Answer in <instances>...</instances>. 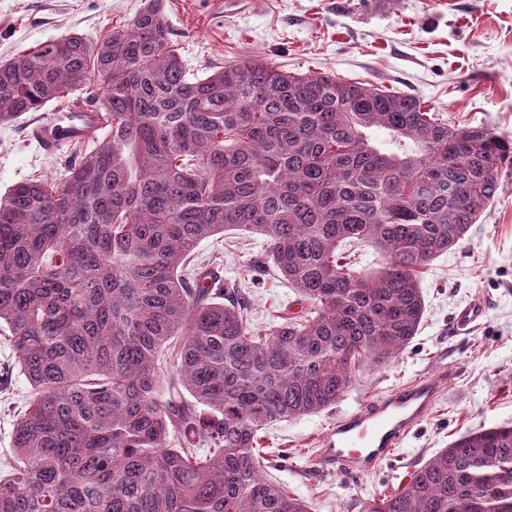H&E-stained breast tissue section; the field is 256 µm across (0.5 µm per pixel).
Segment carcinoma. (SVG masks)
<instances>
[{
  "label": "carcinoma",
  "mask_w": 512,
  "mask_h": 512,
  "mask_svg": "<svg viewBox=\"0 0 512 512\" xmlns=\"http://www.w3.org/2000/svg\"><path fill=\"white\" fill-rule=\"evenodd\" d=\"M97 85L104 136L0 197V329L33 399L0 512H308L258 433L319 413L419 331L420 269L478 222L512 136L264 59L188 77L164 0L0 60V125ZM260 235L300 312L264 335L191 256ZM373 273L342 265L359 242ZM362 512H512V426L453 441Z\"/></svg>",
  "instance_id": "1"
}]
</instances>
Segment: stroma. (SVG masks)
Returning <instances> with one entry per match:
<instances>
[{"mask_svg":"<svg viewBox=\"0 0 512 512\" xmlns=\"http://www.w3.org/2000/svg\"><path fill=\"white\" fill-rule=\"evenodd\" d=\"M143 0H0V59L65 33L103 37ZM190 72L259 57L291 73L393 87L462 126L512 135V0H165ZM26 122L0 125V194L39 175L62 180L74 155H54L27 140ZM261 236L230 231L201 241L196 259L216 261L222 281L247 279L261 260ZM421 329L382 367H366L335 406L281 421L257 443L268 474L307 501L309 512H360V501L405 486L410 473L462 434L512 425V173L494 202L451 251L419 275ZM249 322L262 331L300 311L292 288L270 268L249 289ZM489 305L471 330L455 332L454 311L475 299ZM449 369L429 417L373 473L350 479L317 472L312 459L338 416L358 403ZM0 469L8 470L13 433L32 397L0 333Z\"/></svg>","mask_w":512,"mask_h":512,"instance_id":"35a3bbf8","label":"stroma"}]
</instances>
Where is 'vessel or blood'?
<instances>
[{
  "label": "vessel or blood",
  "mask_w": 512,
  "mask_h": 512,
  "mask_svg": "<svg viewBox=\"0 0 512 512\" xmlns=\"http://www.w3.org/2000/svg\"><path fill=\"white\" fill-rule=\"evenodd\" d=\"M105 126V118L94 104L80 98L66 99L37 115L29 124L28 136L45 152L55 153L66 144L95 138ZM485 314V304L473 301L455 311L452 325L456 331L465 332ZM445 380L442 374L423 377L359 403L323 438L314 468L356 479L375 471L430 414Z\"/></svg>",
  "instance_id": "1"
}]
</instances>
